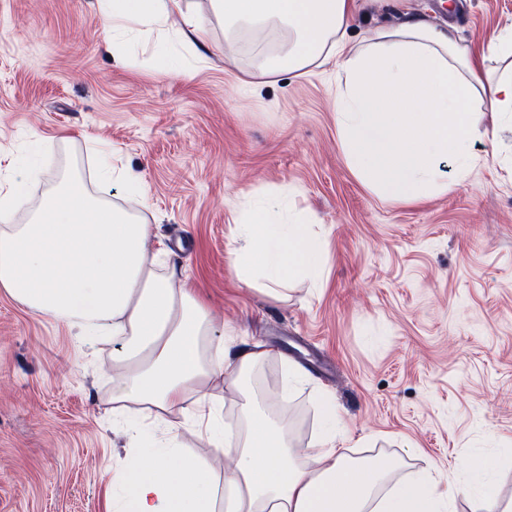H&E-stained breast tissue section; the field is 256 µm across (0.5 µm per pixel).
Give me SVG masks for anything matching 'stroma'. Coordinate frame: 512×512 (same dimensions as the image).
Returning a JSON list of instances; mask_svg holds the SVG:
<instances>
[{
    "label": "stroma",
    "instance_id": "35a3bbf8",
    "mask_svg": "<svg viewBox=\"0 0 512 512\" xmlns=\"http://www.w3.org/2000/svg\"><path fill=\"white\" fill-rule=\"evenodd\" d=\"M453 25L497 69L494 32L512 0H402ZM206 44L172 24L106 42L95 0H0V173L39 199L89 175L106 151L142 174L152 251L240 346L261 345L269 383L224 384V420L243 432L242 391L288 426L292 447L321 432L319 393L358 455L400 458L393 482L427 468L465 480L493 467L492 496H456L455 512L512 503V127L476 141L480 161L447 192L379 196L350 170L336 129L331 66L252 75L224 60L209 0ZM402 7V8H403ZM287 198L325 240L319 283L282 299L230 266L234 199ZM312 378L287 389L289 366ZM112 349L0 290V512H107L112 477L134 452L113 422Z\"/></svg>",
    "mask_w": 512,
    "mask_h": 512
}]
</instances>
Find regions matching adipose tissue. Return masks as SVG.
<instances>
[{
	"instance_id": "1",
	"label": "adipose tissue",
	"mask_w": 512,
	"mask_h": 512,
	"mask_svg": "<svg viewBox=\"0 0 512 512\" xmlns=\"http://www.w3.org/2000/svg\"><path fill=\"white\" fill-rule=\"evenodd\" d=\"M183 0H97L102 33L120 39L166 27L180 15L198 41L208 23ZM374 0H211L224 20L225 53L254 45V68L271 77L336 67V123L353 174L378 194L415 201L444 192V164L464 178L476 138L512 125V28L492 35L504 68L489 75L452 28L404 10L358 45L351 19ZM234 264L246 282L280 294L323 274L325 243L283 199L240 204ZM24 224L0 226V289L31 311L70 326L86 343H111L112 410L134 416L135 447L113 477V512H449L441 475L381 493L393 469L350 461L336 447V407L318 400L323 435L292 453L287 427L245 399L246 432L230 442L216 383L237 380L265 358L261 348L206 350L223 335L211 309L173 268L158 271L152 227L137 212L94 196L71 174L30 207ZM214 447L208 459L177 448V419Z\"/></svg>"
}]
</instances>
